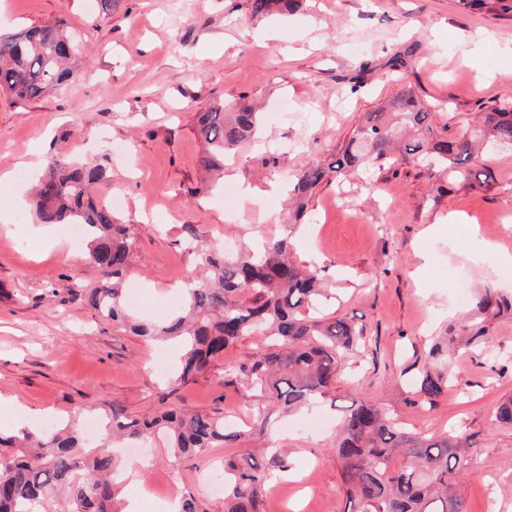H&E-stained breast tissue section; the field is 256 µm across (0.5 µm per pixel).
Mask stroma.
Returning a JSON list of instances; mask_svg holds the SVG:
<instances>
[{
	"label": "stroma",
	"instance_id": "obj_1",
	"mask_svg": "<svg viewBox=\"0 0 512 512\" xmlns=\"http://www.w3.org/2000/svg\"><path fill=\"white\" fill-rule=\"evenodd\" d=\"M59 19L84 45L79 78L30 101L0 91V395L50 411L60 429L115 404L130 419L178 407L237 424L240 441L201 456L140 448L146 512L179 493L193 495L199 512H224L223 484L206 486L204 474L261 443L288 449L291 460L266 489V512H346L333 446L343 408L358 397L421 436L474 435L458 491L470 512H485L491 495L512 512V427L493 423L512 396V317L491 326L487 347L455 360V384L434 409L409 385L436 331L462 313L459 283L477 289L491 279L512 293V274L483 264L469 241L474 234L492 254L512 255V150L478 159L494 175L484 191L439 194L443 177L407 161L369 181L319 186L309 223L281 219L283 184L306 162L330 159L364 113L403 89L436 106L440 137L460 135L479 105L512 98V19L464 13L455 0H305L295 14L261 20L249 0H116L107 14L99 0H0L4 30ZM218 100L250 102L264 115L262 143L224 160V183L239 192L231 208L204 192L199 165L195 117ZM50 155L104 160L109 178L95 195L120 197L115 213L132 227L126 279L142 287L139 315L203 276L186 225L219 251L292 236L296 259L321 267L336 291L323 314L350 320L363 340L328 395L258 421L257 399L220 381L224 365L260 352L254 336L229 344L210 374L171 388L154 368L166 346L88 307L81 291L100 274L86 246H72L61 225L33 223L31 182ZM247 187L256 191L249 200Z\"/></svg>",
	"mask_w": 512,
	"mask_h": 512
}]
</instances>
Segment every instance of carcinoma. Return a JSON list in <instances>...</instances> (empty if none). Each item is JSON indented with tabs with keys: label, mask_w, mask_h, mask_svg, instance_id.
I'll list each match as a JSON object with an SVG mask.
<instances>
[{
	"label": "carcinoma",
	"mask_w": 512,
	"mask_h": 512,
	"mask_svg": "<svg viewBox=\"0 0 512 512\" xmlns=\"http://www.w3.org/2000/svg\"><path fill=\"white\" fill-rule=\"evenodd\" d=\"M303 0H250L251 14L298 10ZM468 13L512 18V0H456ZM80 44L61 20L0 34V90L23 100L43 96L76 76L67 67ZM259 113L240 102L222 101L196 113V131L205 149L200 165L220 167L224 154L252 140ZM512 147V101L480 113L475 126L447 139L434 135L433 111L414 91L404 90L379 109L365 114L346 145L332 159L303 165L289 184L294 223H304L317 188L354 172L371 174L386 161L412 160L430 173L448 174V185L473 190L492 187L493 174L473 164L476 155ZM106 168L96 162H73L59 156L46 161V174L35 188L33 214L38 224H79L92 235L89 261L100 280L84 289L96 315L137 336L177 346L172 368L185 385L210 373L224 349L242 336H261L267 344L249 363L227 365L222 377L240 381L246 393L284 412L296 411L327 394L350 355L360 345L344 318L314 315L327 297L320 269L294 259L291 236L245 249L235 256L209 250L186 226V244L208 270L203 281L185 284L178 303L161 317L140 318L121 287L130 259L131 225L91 195ZM512 314V296L486 285L472 300L467 325L447 327L435 338L427 362L413 381L421 403L434 407L452 381L450 361L461 347L488 342L489 324ZM107 437L128 444L156 439L173 455H203L241 433L214 413L170 409L151 419H127L112 407L102 420ZM476 442L464 432L440 438L407 431L374 401L355 400L342 414L334 451L346 486L349 512H468L455 487L467 469ZM287 471L285 453L245 452L224 457V512H265L264 494L271 469ZM119 455L108 448L87 453L80 433L59 429L0 432V512H47L64 493L55 512H112L124 483Z\"/></svg>",
	"instance_id": "obj_1"
}]
</instances>
